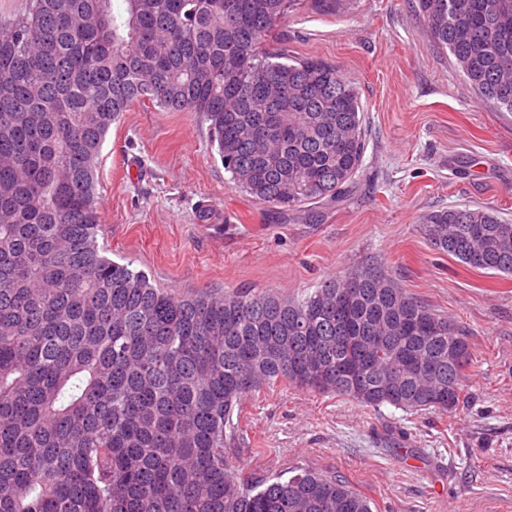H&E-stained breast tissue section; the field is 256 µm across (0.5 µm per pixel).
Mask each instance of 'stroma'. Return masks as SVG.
I'll use <instances>...</instances> for the list:
<instances>
[{"mask_svg":"<svg viewBox=\"0 0 512 512\" xmlns=\"http://www.w3.org/2000/svg\"><path fill=\"white\" fill-rule=\"evenodd\" d=\"M290 56L336 65L364 106L358 186L315 220L283 219L234 189L203 118L133 105L98 165V243L174 295L271 291L300 299L371 264L469 336L467 404L373 409L278 384L246 401L224 450L253 480L343 477L373 512H512V275L439 253L423 215L487 207L512 221V112L483 102L436 49L413 0L290 9ZM212 218L198 221L201 206Z\"/></svg>","mask_w":512,"mask_h":512,"instance_id":"stroma-1","label":"stroma"}]
</instances>
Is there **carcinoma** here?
<instances>
[{"mask_svg": "<svg viewBox=\"0 0 512 512\" xmlns=\"http://www.w3.org/2000/svg\"><path fill=\"white\" fill-rule=\"evenodd\" d=\"M30 0L0 24V512H373L312 471L256 484L224 459L225 427L277 382L379 407L455 411L472 349L442 377L448 318L381 267L300 300L250 291L175 296L104 255L99 149L136 102L191 112L234 186L276 214H310L355 183L359 91L288 56L297 0ZM434 45L481 99L512 112V0H415ZM421 232L464 264L512 274V222L433 211ZM352 301L338 326L336 295ZM366 351L365 386L339 377ZM319 360L315 386L293 367Z\"/></svg>", "mask_w": 512, "mask_h": 512, "instance_id": "carcinoma-1", "label": "carcinoma"}]
</instances>
